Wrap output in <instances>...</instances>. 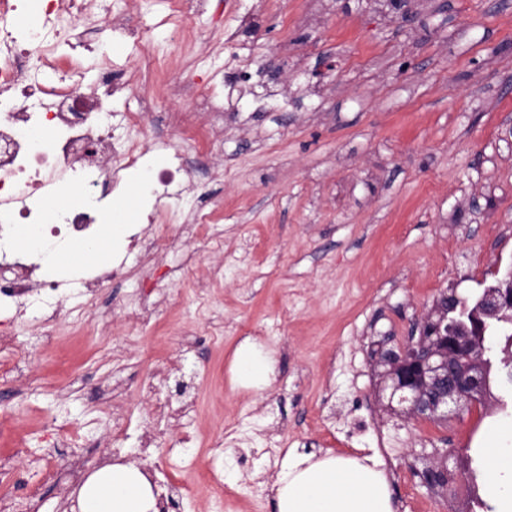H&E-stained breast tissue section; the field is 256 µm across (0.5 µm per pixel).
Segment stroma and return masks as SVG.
I'll use <instances>...</instances> for the list:
<instances>
[{"instance_id": "1", "label": "stroma", "mask_w": 512, "mask_h": 512, "mask_svg": "<svg viewBox=\"0 0 512 512\" xmlns=\"http://www.w3.org/2000/svg\"><path fill=\"white\" fill-rule=\"evenodd\" d=\"M212 0L187 25L171 66L211 71L224 92V138L213 153L183 151L216 211L210 235L140 263L100 242L90 266L125 261L98 293L97 312L66 299L48 341L9 301L13 336L0 363V505L7 512H71L85 472L134 462L152 479L192 488L180 512H275L276 470L236 455L277 448L367 457L386 470L394 512H474L459 459L512 420V395L445 419L409 417L391 402L373 352L404 345L441 295L472 299L512 266V0ZM237 32L234 52L225 30ZM223 266L206 304L196 293ZM155 304L150 326L131 314ZM245 341L276 363L263 391L234 387ZM184 417L150 453L137 449L153 409ZM125 414L121 435L112 411ZM250 437L224 452V500L205 497L207 449L225 426ZM194 467L171 464V442ZM448 461L454 479L432 487Z\"/></svg>"}]
</instances>
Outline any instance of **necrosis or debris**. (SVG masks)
Returning a JSON list of instances; mask_svg holds the SVG:
<instances>
[{
  "label": "necrosis or debris",
  "instance_id": "obj_1",
  "mask_svg": "<svg viewBox=\"0 0 512 512\" xmlns=\"http://www.w3.org/2000/svg\"><path fill=\"white\" fill-rule=\"evenodd\" d=\"M170 28L153 33L137 18L113 16L107 0H0V298L37 308L52 334L66 283L43 279L40 257L14 250L8 229L39 224L46 237L72 244L101 234V211L122 171L150 151L140 134L158 105L181 141L215 144L224 123V95L211 81L174 76L156 41H180L186 21L206 13L208 0H169ZM97 14V37L76 45L71 32ZM142 45L129 68L112 66V52ZM95 79H88V71ZM181 150L169 153L146 213L154 232L132 234L128 252L153 258L169 246L164 226L193 216L213 223L192 188Z\"/></svg>",
  "mask_w": 512,
  "mask_h": 512
}]
</instances>
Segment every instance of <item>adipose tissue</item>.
Returning a JSON list of instances; mask_svg holds the SVG:
<instances>
[{"label":"adipose tissue","instance_id":"1","mask_svg":"<svg viewBox=\"0 0 512 512\" xmlns=\"http://www.w3.org/2000/svg\"><path fill=\"white\" fill-rule=\"evenodd\" d=\"M235 385L258 390L274 379V362L256 344L242 343L232 362ZM490 477L487 494L494 512H512V421L487 434ZM277 512H392L382 471L357 457H299L287 460L274 483ZM78 512H158L152 484L131 464L96 469L79 488Z\"/></svg>","mask_w":512,"mask_h":512}]
</instances>
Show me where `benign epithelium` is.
Wrapping results in <instances>:
<instances>
[{"label": "benign epithelium", "instance_id": "7a95c632", "mask_svg": "<svg viewBox=\"0 0 512 512\" xmlns=\"http://www.w3.org/2000/svg\"><path fill=\"white\" fill-rule=\"evenodd\" d=\"M512 313V268L484 288L470 305L468 321L448 317L437 304L426 317L417 340L398 350L380 345L375 365L392 389L406 392L407 413L442 419L448 408L474 402L490 389V368L480 337L490 324Z\"/></svg>", "mask_w": 512, "mask_h": 512}]
</instances>
